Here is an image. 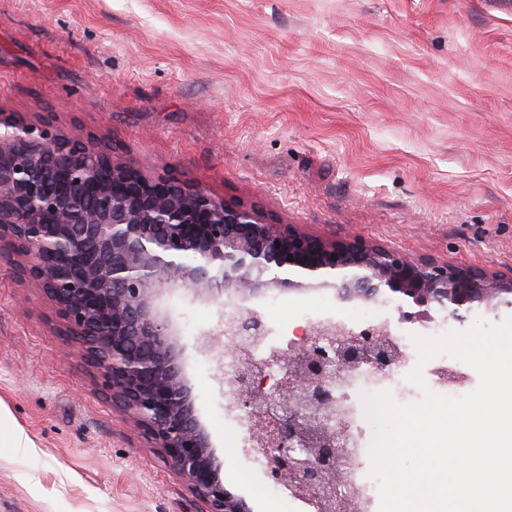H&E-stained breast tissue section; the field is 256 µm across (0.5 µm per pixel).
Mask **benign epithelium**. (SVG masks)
Instances as JSON below:
<instances>
[{"instance_id":"1","label":"benign epithelium","mask_w":512,"mask_h":512,"mask_svg":"<svg viewBox=\"0 0 512 512\" xmlns=\"http://www.w3.org/2000/svg\"><path fill=\"white\" fill-rule=\"evenodd\" d=\"M0 242L17 275L37 282L85 349L102 387L154 441L205 512H248L224 485L181 378L169 323L156 298L172 288L238 310L200 337L237 360L230 408L249 415L251 449L266 475L311 500L319 512H351L336 484L348 424L335 389L363 369L387 372L399 358L384 326L362 336L317 325L277 353L279 378L251 346L264 317L241 303L268 290H299L311 279L341 300L397 295L423 322L431 305L463 320L474 304L512 306V275L411 259L360 238L329 242L281 224L171 174L150 179L112 152L19 120H0ZM293 260H288V256Z\"/></svg>"}]
</instances>
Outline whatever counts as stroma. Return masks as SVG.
Segmentation results:
<instances>
[{"instance_id": "1", "label": "stroma", "mask_w": 512, "mask_h": 512, "mask_svg": "<svg viewBox=\"0 0 512 512\" xmlns=\"http://www.w3.org/2000/svg\"><path fill=\"white\" fill-rule=\"evenodd\" d=\"M0 116L91 145L143 175L171 173L313 236L512 273V0H0ZM399 299L331 287L246 306L280 334L307 319L398 323L407 352L433 323ZM225 486L249 512H307L231 437L223 362L198 346L221 300L157 302ZM0 512H201L129 423L55 307L0 255Z\"/></svg>"}]
</instances>
